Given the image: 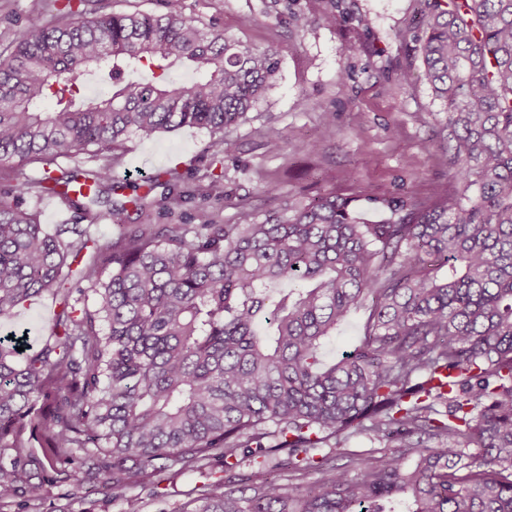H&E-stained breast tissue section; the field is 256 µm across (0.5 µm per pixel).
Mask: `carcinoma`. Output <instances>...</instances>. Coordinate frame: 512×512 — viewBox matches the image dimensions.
<instances>
[{"instance_id": "cac0c4a2", "label": "carcinoma", "mask_w": 512, "mask_h": 512, "mask_svg": "<svg viewBox=\"0 0 512 512\" xmlns=\"http://www.w3.org/2000/svg\"><path fill=\"white\" fill-rule=\"evenodd\" d=\"M79 5L36 9L0 52V324L45 294L59 307L51 342L0 336V512L67 501L73 482L143 512L125 489L172 470L208 478L177 512H512V0H426L415 51L455 188L369 196L379 223L328 193L224 224L202 200L185 210L172 169L124 201L108 164L53 175L133 135H222L279 70L182 0ZM104 70L112 93L84 95L79 78ZM26 161L41 177H18ZM23 190L76 223L47 230ZM154 206L176 222L151 223ZM103 221L124 232L94 236ZM366 298L359 346L323 362ZM360 433L383 449L348 452ZM102 1L105 6L102 11L113 10L141 11L149 14H158L164 11L163 0H92Z\"/></svg>"}]
</instances>
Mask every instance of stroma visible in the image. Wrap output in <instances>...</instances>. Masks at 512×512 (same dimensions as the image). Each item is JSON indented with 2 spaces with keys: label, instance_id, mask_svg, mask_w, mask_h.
Here are the masks:
<instances>
[{
  "label": "stroma",
  "instance_id": "1",
  "mask_svg": "<svg viewBox=\"0 0 512 512\" xmlns=\"http://www.w3.org/2000/svg\"><path fill=\"white\" fill-rule=\"evenodd\" d=\"M38 0H0V50L27 30ZM185 14L245 45L276 52L279 70L266 97L223 138L184 127L130 137L113 161L115 183L177 170L186 190L209 189L223 223L242 212L283 211L297 197L361 190L388 198H423L453 186L445 106L415 58L423 0H183ZM335 13V24L324 21ZM411 70L410 81L400 74ZM289 136L269 152V129ZM361 306L323 347L338 361L358 345L369 314ZM50 296L17 308L15 327L51 337ZM196 473L163 475L157 490L129 488L144 512H176L201 484Z\"/></svg>",
  "mask_w": 512,
  "mask_h": 512
}]
</instances>
